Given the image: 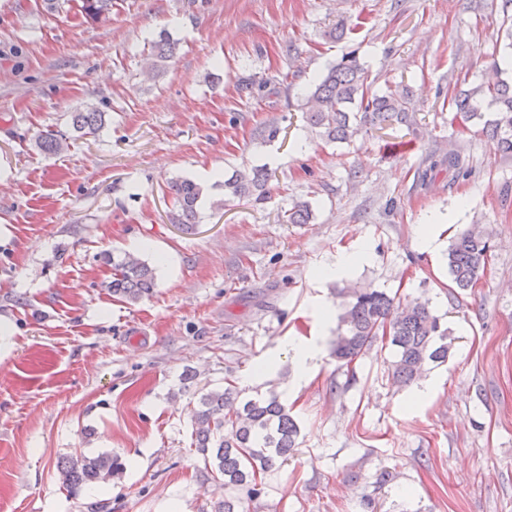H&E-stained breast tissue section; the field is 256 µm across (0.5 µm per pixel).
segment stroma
<instances>
[{
    "label": "stroma",
    "instance_id": "obj_1",
    "mask_svg": "<svg viewBox=\"0 0 512 512\" xmlns=\"http://www.w3.org/2000/svg\"><path fill=\"white\" fill-rule=\"evenodd\" d=\"M503 5L112 0L96 20L81 0H0V512H213L226 490L192 443V410L228 383L275 389L301 429L246 512H512V155L451 105L488 77ZM341 21L360 23L353 39L330 38ZM162 30L177 53L149 81ZM351 51L375 89L409 88L413 127L348 145L311 132L305 93ZM250 76L265 88L243 89ZM88 103L104 126L45 154L42 135ZM451 152L466 176L421 179L425 157ZM256 166L267 200H225L223 178ZM176 179L202 190L194 223L171 219ZM298 202L312 221L283 223ZM429 222L433 252L412 243ZM474 225L492 248L462 291L445 256ZM112 252L154 267L149 297H112ZM350 287L428 300L447 362L398 384L376 344L342 367ZM296 337L319 349L304 377ZM80 453L126 472L71 496L57 462Z\"/></svg>",
    "mask_w": 512,
    "mask_h": 512
}]
</instances>
